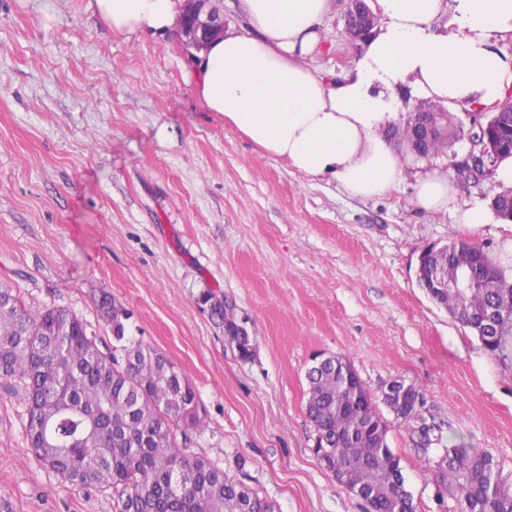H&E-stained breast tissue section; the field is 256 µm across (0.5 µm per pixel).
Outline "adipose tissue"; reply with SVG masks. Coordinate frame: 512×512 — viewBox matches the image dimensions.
I'll list each match as a JSON object with an SVG mask.
<instances>
[{
	"mask_svg": "<svg viewBox=\"0 0 512 512\" xmlns=\"http://www.w3.org/2000/svg\"><path fill=\"white\" fill-rule=\"evenodd\" d=\"M248 22L193 54L195 91L209 111L264 154L310 177L329 176L352 197L375 198L414 163L388 130L406 120L405 98L448 108L502 103L512 89V0H372L374 34L353 45L351 74L313 66L328 40L331 0H240ZM115 33L178 35L180 0H89ZM413 206L457 213L462 230L489 224L461 202L448 175L414 184Z\"/></svg>",
	"mask_w": 512,
	"mask_h": 512,
	"instance_id": "adipose-tissue-1",
	"label": "adipose tissue"
}]
</instances>
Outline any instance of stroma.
Masks as SVG:
<instances>
[{"label":"stroma","mask_w":512,"mask_h":512,"mask_svg":"<svg viewBox=\"0 0 512 512\" xmlns=\"http://www.w3.org/2000/svg\"><path fill=\"white\" fill-rule=\"evenodd\" d=\"M89 0H0V283L31 311L73 310L97 330L108 291L130 335L193 385L206 417L187 446L277 512H365L319 463L305 374L349 359L367 389L417 386L435 427L380 413L417 512H458L436 462L457 443L489 452L512 488V337L498 351L417 282L422 252L460 239L495 255L489 224L384 197L264 155L208 111L183 40L112 32ZM313 64L352 67L340 10ZM254 338L242 360L205 294ZM20 386L0 379V512H114L110 491L47 469L26 435Z\"/></svg>","instance_id":"obj_1"}]
</instances>
